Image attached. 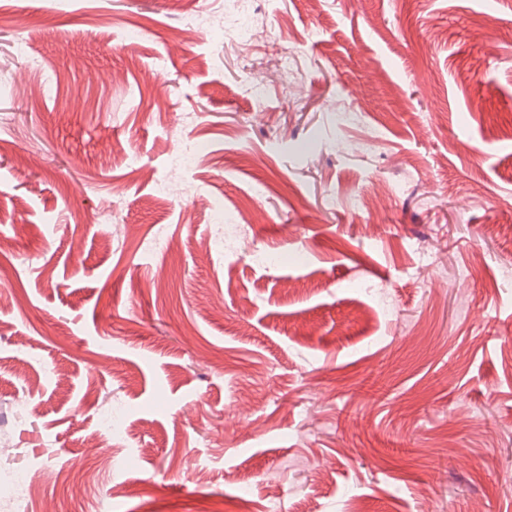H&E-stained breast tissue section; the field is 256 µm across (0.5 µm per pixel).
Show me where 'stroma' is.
I'll list each match as a JSON object with an SVG mask.
<instances>
[{"mask_svg":"<svg viewBox=\"0 0 512 512\" xmlns=\"http://www.w3.org/2000/svg\"><path fill=\"white\" fill-rule=\"evenodd\" d=\"M192 5L0 0V512H512V0H262L250 68ZM174 9L180 10L184 17V28L181 35L187 32H198L204 30L208 26L207 19L198 11L188 7L187 2L183 0H172ZM96 426L98 432L111 441L124 437L128 429L124 412L112 408L98 414Z\"/></svg>","mask_w":512,"mask_h":512,"instance_id":"obj_1","label":"stroma"}]
</instances>
